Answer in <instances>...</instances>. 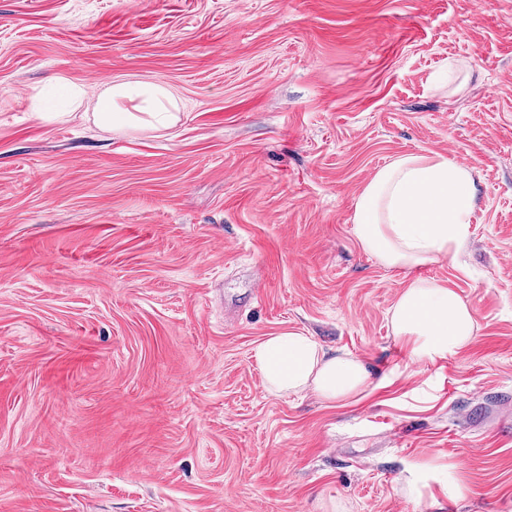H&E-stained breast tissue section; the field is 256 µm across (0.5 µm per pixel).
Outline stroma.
Listing matches in <instances>:
<instances>
[{
	"label": "stroma",
	"instance_id": "35a3bbf8",
	"mask_svg": "<svg viewBox=\"0 0 512 512\" xmlns=\"http://www.w3.org/2000/svg\"><path fill=\"white\" fill-rule=\"evenodd\" d=\"M118 78L176 124L100 128ZM431 153L478 204L413 275L351 228ZM416 275L477 320L435 363L390 324ZM284 332L365 393L269 392ZM0 512H512V0H0ZM438 470L444 471V491L448 501L461 502L466 500L471 493V489L458 474L457 465L448 462L446 468Z\"/></svg>",
	"mask_w": 512,
	"mask_h": 512
}]
</instances>
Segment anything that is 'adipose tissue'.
Returning a JSON list of instances; mask_svg holds the SVG:
<instances>
[{"label": "adipose tissue", "mask_w": 512, "mask_h": 512, "mask_svg": "<svg viewBox=\"0 0 512 512\" xmlns=\"http://www.w3.org/2000/svg\"><path fill=\"white\" fill-rule=\"evenodd\" d=\"M174 93L145 80H116L98 98L102 124L145 123L166 129L178 119ZM476 189L470 167L439 154L404 155L378 170L357 198L353 233L385 266L415 272L391 312L397 339L414 358L436 362L467 347L477 329L471 307L453 289L419 277L418 269L458 256L470 238ZM269 391H309L328 403L352 401L368 386L366 366L330 355L313 337L266 338L255 354Z\"/></svg>", "instance_id": "obj_1"}]
</instances>
